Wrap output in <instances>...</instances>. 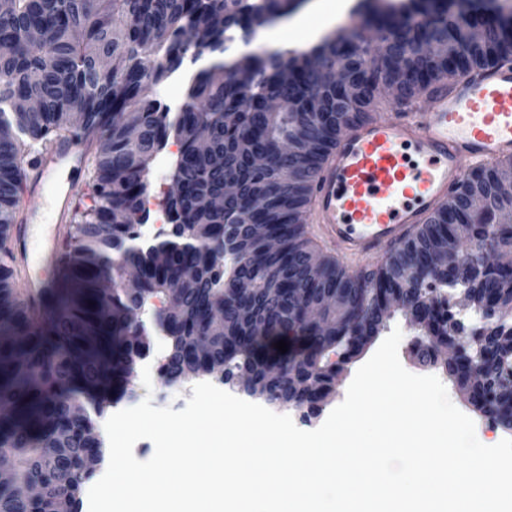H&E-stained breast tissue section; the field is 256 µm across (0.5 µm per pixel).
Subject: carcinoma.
<instances>
[{"instance_id": "obj_1", "label": "carcinoma", "mask_w": 512, "mask_h": 512, "mask_svg": "<svg viewBox=\"0 0 512 512\" xmlns=\"http://www.w3.org/2000/svg\"><path fill=\"white\" fill-rule=\"evenodd\" d=\"M294 7V0H9L0 15V226L14 221L22 157L62 137L95 138L91 204L68 234L67 287L31 310L14 295L12 276H0V449L14 466L13 481L0 487V512H78L89 460L104 457L97 418L110 395L129 393L135 362L150 349L128 314L160 296L166 306L154 310V323L168 342L162 379L201 374L187 352L205 340L211 360L224 362V382L244 371L265 403L309 414L342 365L385 328V301L397 295L418 360L434 364L438 345H461L448 379L476 411L512 430V269L471 259L450 274L434 266L452 217L472 226L477 243L512 249V199L498 194L512 179V161L471 167L412 238L355 277L305 230L318 173L345 128L378 110V87L397 83L393 104L404 106L449 76L448 57L435 45L457 51L460 73L512 61V6L400 0V15L370 36L331 35L308 52L248 51L227 71L219 64L191 75L176 121L168 104L146 94ZM312 59L327 71L341 66L360 93L341 101L336 81L313 75ZM27 99L37 108L17 107ZM269 100L281 109L267 111ZM172 138L181 143L172 171L179 188L164 202L172 232L138 247L150 166ZM290 141L299 144L295 154L285 150ZM258 152L267 164L252 162ZM228 179L237 195L211 208L209 197ZM477 195L489 204L473 208ZM252 224L267 225V235H252ZM116 262L139 270L135 293L101 288ZM188 267L198 270L193 280L183 279ZM241 277L253 284L244 303L229 292ZM336 293L343 310L328 315L329 327L297 313ZM462 298L486 314L484 323L460 317ZM247 303L262 342L238 319ZM214 312L224 313V324ZM280 340L284 354L274 347ZM472 363L477 381L467 375Z\"/></svg>"}]
</instances>
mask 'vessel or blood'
Listing matches in <instances>:
<instances>
[{
    "label": "vessel or blood",
    "mask_w": 512,
    "mask_h": 512,
    "mask_svg": "<svg viewBox=\"0 0 512 512\" xmlns=\"http://www.w3.org/2000/svg\"><path fill=\"white\" fill-rule=\"evenodd\" d=\"M423 112L399 111L347 127L319 173L313 195L318 235L350 262L385 258L424 224L471 164L512 157V62L447 77ZM83 162L77 141L54 143L21 174L31 198L61 167ZM76 183L55 194L58 223L71 220Z\"/></svg>",
    "instance_id": "vessel-or-blood-1"
}]
</instances>
